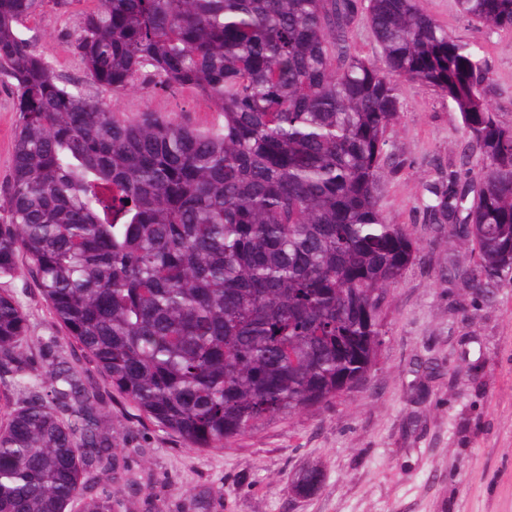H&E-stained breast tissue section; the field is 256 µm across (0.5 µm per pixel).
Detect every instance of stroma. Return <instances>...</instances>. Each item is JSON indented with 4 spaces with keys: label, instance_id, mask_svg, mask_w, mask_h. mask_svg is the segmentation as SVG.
<instances>
[{
    "label": "stroma",
    "instance_id": "1",
    "mask_svg": "<svg viewBox=\"0 0 512 512\" xmlns=\"http://www.w3.org/2000/svg\"><path fill=\"white\" fill-rule=\"evenodd\" d=\"M453 35L475 42L493 78L491 104L512 125V31H487L456 0H420ZM96 0H42L19 25L69 88L117 115L150 109L201 130L222 116L188 89L142 84L115 97L86 76L72 42ZM19 123L11 86L0 85V187ZM380 186L388 223L416 246L387 290L384 342L368 386L321 408L265 420L219 449L182 445L111 393L112 438L125 461L112 477L118 512H512V270L479 294L448 289V263L473 262L471 242L434 236L428 189L467 148L458 113L431 88H401ZM28 314L32 335H63L30 273L0 280ZM315 465L320 488L300 497L293 477Z\"/></svg>",
    "mask_w": 512,
    "mask_h": 512
}]
</instances>
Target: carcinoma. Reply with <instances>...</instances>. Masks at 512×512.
<instances>
[{
	"instance_id": "obj_1",
	"label": "carcinoma",
	"mask_w": 512,
	"mask_h": 512,
	"mask_svg": "<svg viewBox=\"0 0 512 512\" xmlns=\"http://www.w3.org/2000/svg\"><path fill=\"white\" fill-rule=\"evenodd\" d=\"M42 0H0V83L19 125L0 192V279L25 264L67 334L37 338L0 293V512H114L112 413L87 365L190 448L366 386L381 303L414 257L380 205L401 86L459 113L468 138L426 206L486 292L512 269V127L489 106L481 47L419 0H97L72 44L92 83L193 90L223 124L152 110L122 119L70 89L18 25ZM512 31V0H457ZM366 14L375 64L349 52ZM478 155L479 170L463 167ZM323 482L299 473L298 495Z\"/></svg>"
}]
</instances>
